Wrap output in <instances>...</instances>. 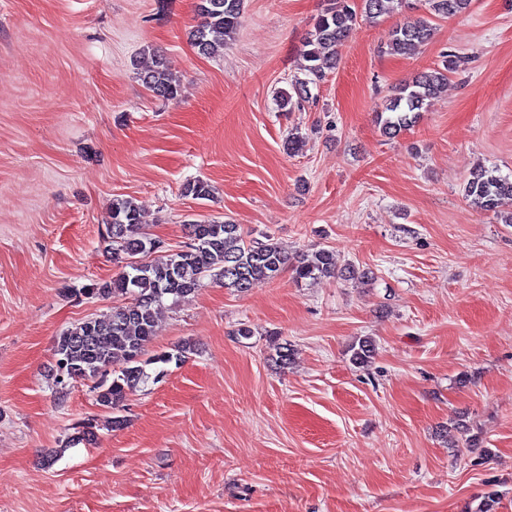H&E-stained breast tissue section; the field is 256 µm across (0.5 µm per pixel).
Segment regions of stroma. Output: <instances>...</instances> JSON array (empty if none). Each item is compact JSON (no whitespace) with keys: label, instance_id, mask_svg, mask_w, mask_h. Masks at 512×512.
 <instances>
[{"label":"stroma","instance_id":"1","mask_svg":"<svg viewBox=\"0 0 512 512\" xmlns=\"http://www.w3.org/2000/svg\"><path fill=\"white\" fill-rule=\"evenodd\" d=\"M326 3L244 0L204 57L198 0H0V512H466L490 491L512 512V224L463 192L476 163L512 174V0L434 19L410 56L387 44L424 0L359 21L313 105L282 114ZM148 50L177 99L139 80ZM445 50L464 70L384 137L388 96ZM197 179L209 198L183 195ZM116 198L169 249L188 221L230 220L358 277L209 281L165 305L148 354L191 349L111 429L92 381L61 398L51 371L58 336L112 313L82 289L119 272ZM362 336L366 369L348 353ZM87 420L95 444L67 446ZM350 361L359 367L368 366L373 359L376 347L375 342L369 337L359 338L349 347Z\"/></svg>","mask_w":512,"mask_h":512}]
</instances>
